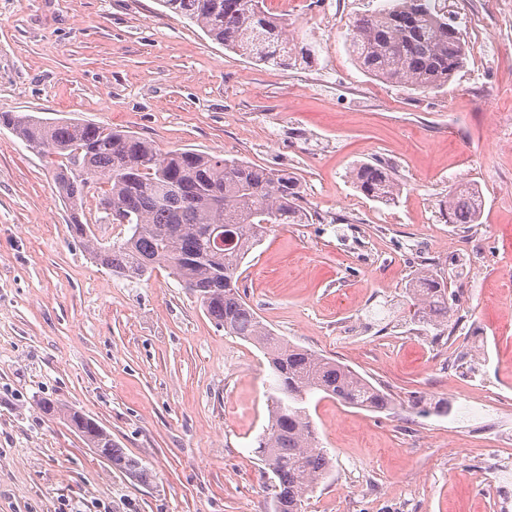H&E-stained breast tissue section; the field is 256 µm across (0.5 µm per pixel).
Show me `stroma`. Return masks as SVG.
Segmentation results:
<instances>
[{
    "mask_svg": "<svg viewBox=\"0 0 512 512\" xmlns=\"http://www.w3.org/2000/svg\"><path fill=\"white\" fill-rule=\"evenodd\" d=\"M384 0H266L313 47L275 67L224 50L159 0H0V112L123 130L158 150L293 173L308 220L245 260L247 302L276 335L381 387L392 410L311 411L332 473L305 512H512V0H436L466 44L421 92L354 61L348 24ZM383 163L384 203L352 169ZM483 200L452 224L459 182ZM48 158L0 126V512H273L253 450L268 364L165 268L128 280L69 229ZM448 284L445 333L413 322L420 270ZM105 427L154 477L87 448L40 399ZM443 402L444 415L413 402Z\"/></svg>",
    "mask_w": 512,
    "mask_h": 512,
    "instance_id": "obj_1",
    "label": "stroma"
}]
</instances>
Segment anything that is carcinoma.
<instances>
[{
    "mask_svg": "<svg viewBox=\"0 0 512 512\" xmlns=\"http://www.w3.org/2000/svg\"><path fill=\"white\" fill-rule=\"evenodd\" d=\"M170 12L198 26L210 39L247 60L289 67L314 54L296 41L288 19L266 9V0H159ZM347 41L356 63L369 75L392 84L428 92L443 89L464 67L463 38L431 0H392L382 9L358 14ZM0 124L38 154L53 160L52 174L69 204L72 235L91 259L127 279L141 280L162 266L200 302L206 315L230 336L256 345L273 372L275 386L267 395L268 424L254 453L271 475L273 512H304L314 492L333 468L320 447L308 410L312 397L345 406L383 412L392 399L361 374L312 350L275 335L242 296V265L269 231L280 224H304L293 177L237 158L194 151L162 153L130 133L91 123L0 113ZM107 185L96 207L104 223L105 209L123 217L128 235L109 245L100 243L82 222L78 201L93 178ZM351 177L366 196L394 199L398 187L382 164L362 163ZM477 189L459 184L448 193V222L474 224L481 213ZM221 227L233 238L219 247L207 235ZM408 293L414 318L436 329L448 326V286L431 271H420ZM38 408L62 418L112 469L150 480L143 462L127 454L112 434L81 411L45 398Z\"/></svg>",
    "mask_w": 512,
    "mask_h": 512,
    "instance_id": "cac0c4a2",
    "label": "carcinoma"
}]
</instances>
